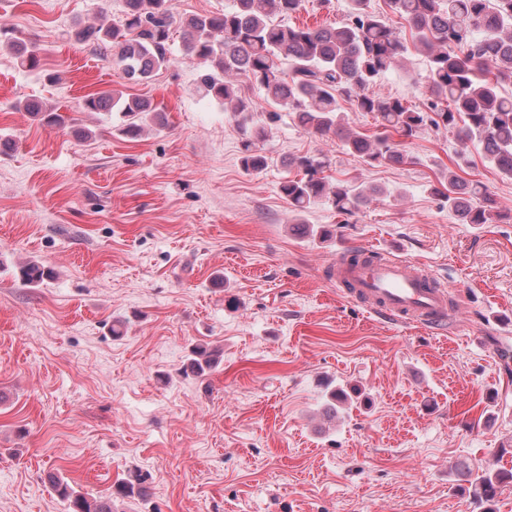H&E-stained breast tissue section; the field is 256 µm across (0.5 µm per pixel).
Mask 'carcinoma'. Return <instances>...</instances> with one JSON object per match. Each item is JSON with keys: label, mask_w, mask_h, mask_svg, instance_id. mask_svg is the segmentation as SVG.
<instances>
[{"label": "carcinoma", "mask_w": 512, "mask_h": 512, "mask_svg": "<svg viewBox=\"0 0 512 512\" xmlns=\"http://www.w3.org/2000/svg\"><path fill=\"white\" fill-rule=\"evenodd\" d=\"M304 0H233V6L211 15L178 17L171 0H124L123 16L110 25L77 24L67 31L76 43L111 56L126 78L147 81L171 62V44L181 33L186 53L201 64L199 89L224 111L237 118L245 139L241 165L248 172L267 165L259 142L265 126L253 124L252 111L241 95L235 75L243 74L265 93L274 122L285 110L308 133L343 141L349 154L365 163L407 164L406 151L386 136L370 139L349 128L339 100H350L359 112H374L382 128L405 138L428 124L458 128L461 141L477 143L500 174L512 179V96L501 92L512 83V0H384L388 14L371 8V0H350L347 18L338 26L290 25L286 20L301 11ZM395 16L415 30L414 49L427 59V102L412 108L403 100L370 93L394 69L408 48L389 24ZM0 45L29 69L40 66L34 47L0 24ZM288 69H283V62ZM87 112H119L124 132L138 135L147 123H162L160 110L150 101L113 91L85 98ZM24 111L47 125H62V115L31 101ZM301 177L280 185L281 194L302 216L319 204L350 215L384 190L336 181L324 175L329 159L299 156L291 160ZM435 193L464 224H497L512 218L479 182H463L455 171L443 176ZM51 276L36 262L19 269L25 285H38ZM220 359V352L196 346L184 367L201 377ZM466 482L481 501L492 503L500 488L512 482L511 471H468ZM148 476L132 472L117 481L107 497L87 498L55 475L49 483L69 502V512H112V499L146 491Z\"/></svg>", "instance_id": "1"}]
</instances>
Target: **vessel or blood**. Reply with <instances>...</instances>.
I'll return each mask as SVG.
<instances>
[{
	"label": "vessel or blood",
	"mask_w": 512,
	"mask_h": 512,
	"mask_svg": "<svg viewBox=\"0 0 512 512\" xmlns=\"http://www.w3.org/2000/svg\"><path fill=\"white\" fill-rule=\"evenodd\" d=\"M334 265L337 285L385 321L440 330L452 319L446 286L418 263L385 257L355 262L343 251Z\"/></svg>",
	"instance_id": "obj_1"
}]
</instances>
